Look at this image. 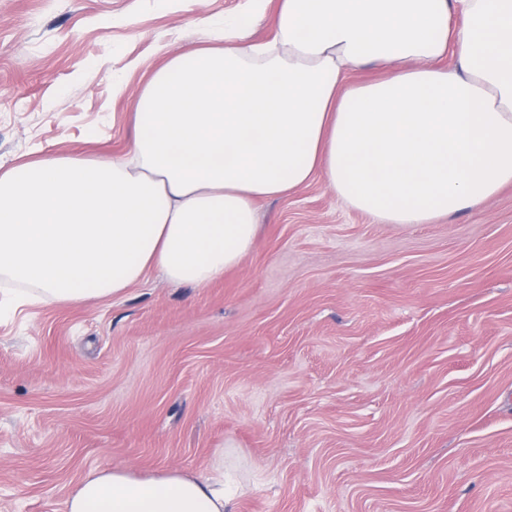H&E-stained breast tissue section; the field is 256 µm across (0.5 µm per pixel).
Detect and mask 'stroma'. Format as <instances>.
Instances as JSON below:
<instances>
[{
  "label": "stroma",
  "mask_w": 512,
  "mask_h": 512,
  "mask_svg": "<svg viewBox=\"0 0 512 512\" xmlns=\"http://www.w3.org/2000/svg\"><path fill=\"white\" fill-rule=\"evenodd\" d=\"M247 0H0V172L124 156L134 98ZM237 268L118 299L0 291V512L94 468L248 490L232 512H512V184L380 224L324 178L257 204Z\"/></svg>",
  "instance_id": "stroma-1"
}]
</instances>
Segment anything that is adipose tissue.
I'll list each match as a JSON object with an SVG mask.
<instances>
[{"instance_id":"1","label":"adipose tissue","mask_w":512,"mask_h":512,"mask_svg":"<svg viewBox=\"0 0 512 512\" xmlns=\"http://www.w3.org/2000/svg\"><path fill=\"white\" fill-rule=\"evenodd\" d=\"M170 57L134 101L125 156L0 174V280L64 305L156 270L204 287L241 265L256 204L324 175L384 224H429L512 184V0H278ZM453 66H444L446 55ZM385 69L352 83L351 71ZM224 479L93 469L66 512H227ZM276 7V0L270 1L266 5V11L262 16H257L252 20L250 33L251 40L254 42H264L274 34L272 15Z\"/></svg>"}]
</instances>
